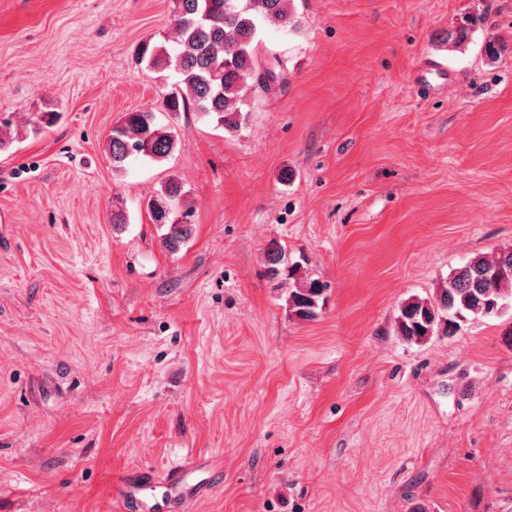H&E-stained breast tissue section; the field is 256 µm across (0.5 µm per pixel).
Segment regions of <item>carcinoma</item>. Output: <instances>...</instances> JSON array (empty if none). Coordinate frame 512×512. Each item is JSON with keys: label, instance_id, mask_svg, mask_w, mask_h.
Returning <instances> with one entry per match:
<instances>
[{"label": "carcinoma", "instance_id": "cac0c4a2", "mask_svg": "<svg viewBox=\"0 0 512 512\" xmlns=\"http://www.w3.org/2000/svg\"><path fill=\"white\" fill-rule=\"evenodd\" d=\"M290 0H174L173 35L164 45H141L140 59L155 70L172 69L178 75L163 97L167 112H200L216 117L227 131L238 130L244 120L241 90L247 83L268 89L273 71L258 55L257 35L261 25L290 23ZM173 132L156 122L151 109L124 115L112 128L109 153L112 168L122 169L132 156L155 161L175 150ZM182 184L169 178L148 200L146 209L154 224L168 226L162 247L178 251L192 236L191 210ZM322 288L314 281L290 289L288 305L306 319L316 314ZM512 302V249L471 258L452 270L437 288L434 299L414 298L400 309L398 335L421 342L441 326L447 332L460 328L467 316H497Z\"/></svg>", "mask_w": 512, "mask_h": 512}]
</instances>
